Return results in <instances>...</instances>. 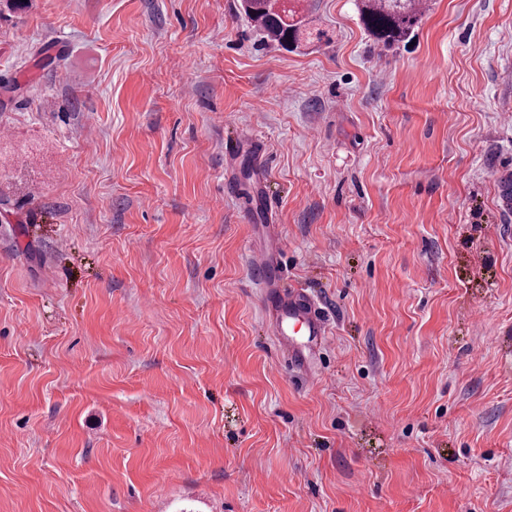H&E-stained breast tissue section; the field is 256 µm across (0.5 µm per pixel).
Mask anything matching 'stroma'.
Returning <instances> with one entry per match:
<instances>
[{"label": "stroma", "mask_w": 512, "mask_h": 512, "mask_svg": "<svg viewBox=\"0 0 512 512\" xmlns=\"http://www.w3.org/2000/svg\"><path fill=\"white\" fill-rule=\"evenodd\" d=\"M240 3L0 0V512H512V0ZM243 10L253 27L286 49L298 48L313 32L299 8L300 0H243ZM419 0H364L360 19L373 41L384 47L404 42L420 20ZM273 247L269 254L254 262L256 278L268 288H285L279 290L276 301V314L270 320L272 335L278 341L291 364L297 365L301 361L302 349L318 344L327 336V329L315 305L301 292L286 287L283 283L282 272L277 268L276 252L278 238L272 235ZM276 274L273 275V271ZM289 288V289H286ZM300 325L307 336V343H298L291 336L295 325Z\"/></svg>", "instance_id": "35a3bbf8"}]
</instances>
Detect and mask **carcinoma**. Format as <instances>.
<instances>
[{
    "label": "carcinoma",
    "instance_id": "obj_1",
    "mask_svg": "<svg viewBox=\"0 0 512 512\" xmlns=\"http://www.w3.org/2000/svg\"><path fill=\"white\" fill-rule=\"evenodd\" d=\"M300 0H243L253 27L286 49L311 40ZM360 19L373 41L392 47L409 38L420 20L416 0H363Z\"/></svg>",
    "mask_w": 512,
    "mask_h": 512
}]
</instances>
